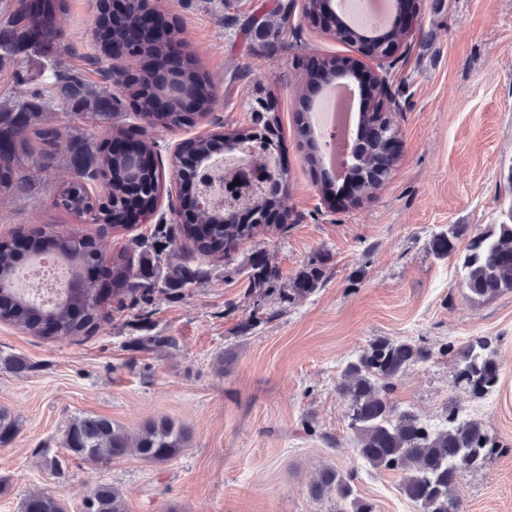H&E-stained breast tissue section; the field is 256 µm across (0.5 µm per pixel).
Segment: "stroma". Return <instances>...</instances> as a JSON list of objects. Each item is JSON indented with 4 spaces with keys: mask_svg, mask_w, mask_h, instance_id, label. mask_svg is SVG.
I'll use <instances>...</instances> for the list:
<instances>
[{
    "mask_svg": "<svg viewBox=\"0 0 512 512\" xmlns=\"http://www.w3.org/2000/svg\"><path fill=\"white\" fill-rule=\"evenodd\" d=\"M260 0H161L183 26L214 84L213 109L199 125L157 127L154 161L163 200L150 221L118 232L78 223L41 190L72 172L64 161L26 160L35 194L0 199V240L42 225L95 237L104 256L134 249L168 213L176 188L168 146L202 132L255 130L252 98L274 101L277 151L290 172L281 232L242 243L232 263L190 255L207 272L178 297L112 305L110 319L88 336L43 338L0 322V356L22 357L19 373L0 369V408L18 420L15 439L0 445V512H20L32 494L48 492L67 512H81L98 485L119 487L128 512H340L335 491H311L320 472L356 471L355 489L374 512H419L400 491L401 476L378 472L355 453L348 407L337 385L346 362L378 336L434 349L411 366L392 399L439 424L448 407L483 422L499 448L457 483L462 512H512V293L471 301L461 286L467 238L435 257L433 234L452 224L486 230L512 224V0H416L412 32L390 80L399 110L396 166L384 184L353 204L322 188L320 169L304 158L298 135L300 99L325 57L375 61L313 27L293 5L290 25L268 12L273 33L244 24ZM98 0H69L58 18L71 53L58 69L101 90L89 33ZM43 56L0 59V109L45 99L48 125H77L76 102L49 98ZM332 261L315 292L291 303L250 290L249 256L268 255L289 281L318 250ZM144 336L174 346L141 347ZM487 336L497 343L499 382L477 399L459 387L444 344ZM111 419L136 432L165 416L190 438L164 463L129 454L104 463L71 456L62 446L70 420Z\"/></svg>",
    "mask_w": 512,
    "mask_h": 512,
    "instance_id": "obj_1",
    "label": "stroma"
}]
</instances>
